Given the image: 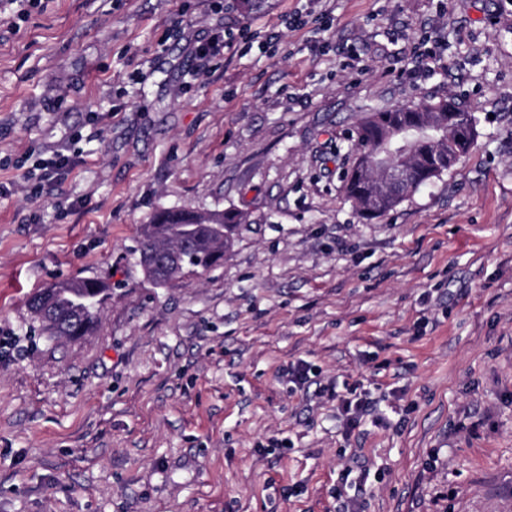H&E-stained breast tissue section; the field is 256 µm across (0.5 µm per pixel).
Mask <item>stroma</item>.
Segmentation results:
<instances>
[{
  "instance_id": "obj_1",
  "label": "stroma",
  "mask_w": 512,
  "mask_h": 512,
  "mask_svg": "<svg viewBox=\"0 0 512 512\" xmlns=\"http://www.w3.org/2000/svg\"><path fill=\"white\" fill-rule=\"evenodd\" d=\"M15 12L0 512H512V0H48L11 31ZM449 95L470 152L359 219L361 119ZM159 207L248 221L220 265L158 286L138 230ZM83 278L112 289L97 326L42 336L29 298ZM300 359L371 399L353 430L289 382Z\"/></svg>"
}]
</instances>
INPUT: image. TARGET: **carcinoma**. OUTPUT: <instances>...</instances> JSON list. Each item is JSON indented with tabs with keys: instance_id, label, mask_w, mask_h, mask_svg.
<instances>
[{
	"instance_id": "obj_1",
	"label": "carcinoma",
	"mask_w": 512,
	"mask_h": 512,
	"mask_svg": "<svg viewBox=\"0 0 512 512\" xmlns=\"http://www.w3.org/2000/svg\"><path fill=\"white\" fill-rule=\"evenodd\" d=\"M475 142V121L454 98L425 100L415 107H397L369 113L357 126L352 151L354 163L345 175L346 194L359 217L371 220L395 208L409 193L447 173ZM396 162L412 174L410 182L386 197L379 211L372 210L373 183L359 174L360 162ZM247 217L240 211L198 213L183 208H158L140 227V251L154 252L153 261L167 285L198 269H208L224 258L238 227ZM108 285L97 279H79L51 286L30 299V310L49 336L77 339L99 322L102 308L78 307L76 298H104Z\"/></svg>"
}]
</instances>
